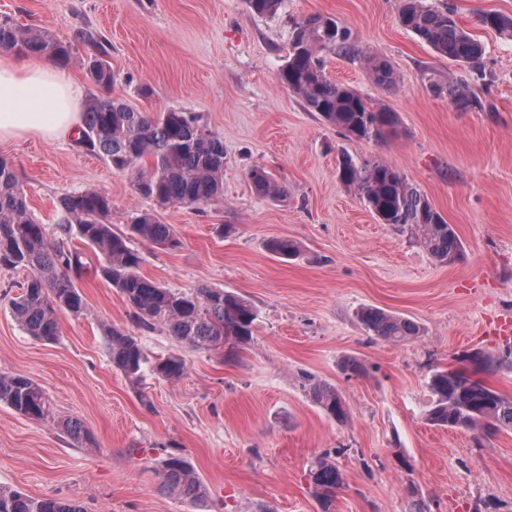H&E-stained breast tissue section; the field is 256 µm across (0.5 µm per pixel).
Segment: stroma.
<instances>
[{
  "label": "stroma",
  "instance_id": "35a3bbf8",
  "mask_svg": "<svg viewBox=\"0 0 512 512\" xmlns=\"http://www.w3.org/2000/svg\"><path fill=\"white\" fill-rule=\"evenodd\" d=\"M431 2L452 8L481 41L480 71L439 58L403 28L405 0H285L273 19L246 0H0V16L60 40L97 31L113 96L147 112L201 113L224 140V202L202 210L155 207L72 138L0 142L48 240L58 238V198L97 189L112 201L115 229L145 209L174 228L178 248L136 242L145 277L232 291L259 314L251 340L218 351L138 331L148 358L180 353L187 370L175 381L148 372L136 387L104 346L102 325L133 326L111 285L91 273L77 280L85 313H60L57 341L43 342L10 310L25 271L0 268V373L33 379L53 412L36 421L0 404V485L76 500L86 512H319L307 469L328 453L344 479L335 512H411L416 499L429 512H512V431L439 428L423 417L433 370L459 367L473 349L512 348V40L479 23L484 12L512 16V0ZM317 14L392 65L397 82L386 87L360 60L323 56L327 76L395 112L384 138L362 141L325 124L281 86L294 21ZM433 74L464 77L479 107L433 96ZM344 152L396 167L454 225L460 256L437 262L410 232L379 223L337 176ZM256 166L287 187L286 201L255 192ZM276 238L297 241L302 257L270 252ZM367 306L412 319L420 335L368 336L355 316ZM347 357L360 373L342 371ZM306 373L336 386L346 421L309 400ZM67 418L83 423L86 443L60 431ZM166 451L200 473L204 508L161 491Z\"/></svg>",
  "mask_w": 512,
  "mask_h": 512
}]
</instances>
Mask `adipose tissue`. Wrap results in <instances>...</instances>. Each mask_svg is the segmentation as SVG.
<instances>
[{"mask_svg":"<svg viewBox=\"0 0 512 512\" xmlns=\"http://www.w3.org/2000/svg\"><path fill=\"white\" fill-rule=\"evenodd\" d=\"M84 84L37 55L0 54V141L34 136L53 142L82 124Z\"/></svg>","mask_w":512,"mask_h":512,"instance_id":"adipose-tissue-1","label":"adipose tissue"}]
</instances>
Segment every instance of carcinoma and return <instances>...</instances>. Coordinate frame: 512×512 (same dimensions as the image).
<instances>
[{
	"label": "carcinoma",
	"mask_w": 512,
	"mask_h": 512,
	"mask_svg": "<svg viewBox=\"0 0 512 512\" xmlns=\"http://www.w3.org/2000/svg\"><path fill=\"white\" fill-rule=\"evenodd\" d=\"M283 0H247L258 16L275 17ZM399 21L438 56L468 68L479 69L483 55L480 43L460 27L448 8L425 0H406ZM484 26L512 39V17L485 13ZM294 35L279 72L280 83L304 101L309 111L358 140H378L396 124V114L373 104L359 91L330 79L321 53L336 52L363 60L373 81L390 86L394 71L384 59L358 48L345 26L336 19L314 15L294 23ZM87 49L77 58L78 46ZM0 49L17 54H40L61 65L82 62L86 74L99 89L84 105L83 125L75 143L99 154L112 170L127 176L137 195L160 206L180 204L205 208L224 201V140L213 133L201 115L170 107L152 114L140 111L111 96L114 75L106 60L108 49L101 36L89 29L77 31L70 41L54 38L34 28H21L10 17L0 18ZM437 97L467 109L479 104L468 86L455 76L429 84ZM339 179L356 190L363 204L383 224L416 235L419 245L436 261L445 263L458 255L460 239L452 225L436 211L429 199L391 164L376 159L358 161L347 153L338 159ZM255 191L275 201H285L288 190L262 167L249 172ZM108 196L84 190L60 196L56 204L59 241H47L43 225L29 213L20 178L7 161L0 159V267L27 272L21 293L11 300L19 326L45 342L58 338V315L67 311L78 317L86 303L76 286L86 268L84 252L68 247L72 238L101 256L99 274L133 309V322L140 330L162 329L179 344L193 351H211L229 340L244 343L253 336L258 320L256 307L246 298L222 288L200 287L178 291L144 277L142 257L132 237L159 249H176L179 240L172 226L162 223L149 210L131 218L130 232H116L109 216ZM275 254L297 258L300 247L289 239L269 243ZM369 336L402 342L420 335L413 320L375 307L357 312ZM112 367L127 379L140 382L147 357L137 336L123 327L109 326L103 333ZM158 379L178 380L186 371L179 354L158 358L151 364ZM302 387L327 416L341 421L344 403L336 387L303 375ZM431 401L425 412L430 424L468 431L512 430V397L472 378L461 368L437 369L429 379ZM34 420L50 415L48 399L34 380L0 373V404ZM162 490L183 501L206 500L207 487L192 464L169 453L159 462ZM307 478L320 505V512H333L336 490L343 477L328 454L316 457ZM0 512H85L75 500L52 496L33 497L0 486Z\"/></svg>",
	"instance_id": "cac0c4a2"
}]
</instances>
